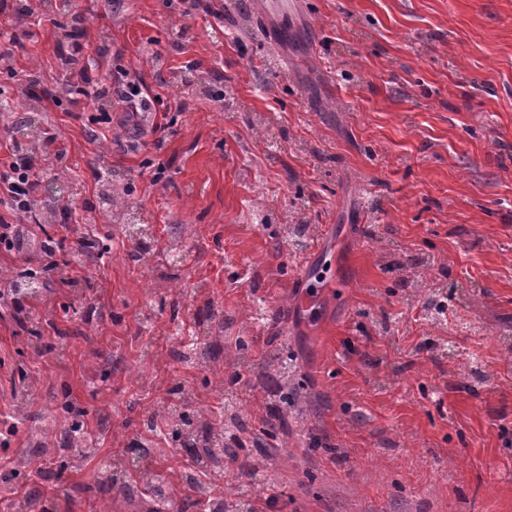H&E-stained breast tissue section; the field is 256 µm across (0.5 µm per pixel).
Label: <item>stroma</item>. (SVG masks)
<instances>
[{
    "mask_svg": "<svg viewBox=\"0 0 512 512\" xmlns=\"http://www.w3.org/2000/svg\"><path fill=\"white\" fill-rule=\"evenodd\" d=\"M69 3L91 76L137 71L162 103L131 129L92 125L85 97L64 91L52 13L0 62V105L26 93L61 135L50 165L73 188L70 238L112 234L101 263L57 256L77 268L84 303L52 280L26 304L63 329L81 322L62 348L33 356L15 305H0V423L16 417L20 378L42 393L0 446L18 472L0 478V512L39 483L20 460L29 432L53 430V399L87 410L98 453L36 512H96L73 487L133 455L148 438L142 411L173 385L223 409L208 366L170 356L175 324L212 308L236 318L224 378L257 473L225 460L224 497L260 512H512V0H269L262 17L257 0H223L220 20L190 0ZM101 166L135 187L154 252L182 232L165 285L127 260ZM303 274L329 282L310 312L293 303ZM260 303L274 319L254 320ZM284 353L296 402L271 437L262 376Z\"/></svg>",
    "mask_w": 512,
    "mask_h": 512,
    "instance_id": "35a3bbf8",
    "label": "stroma"
}]
</instances>
